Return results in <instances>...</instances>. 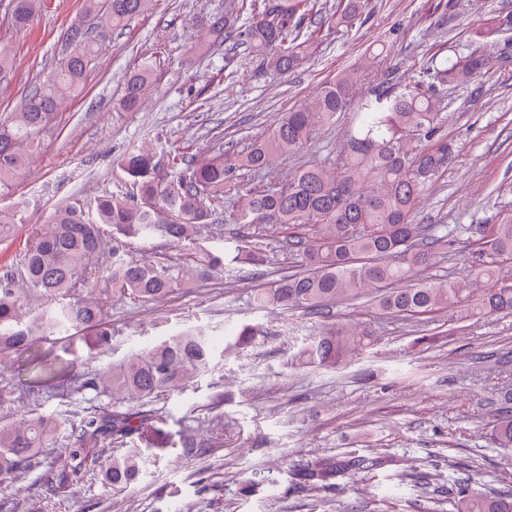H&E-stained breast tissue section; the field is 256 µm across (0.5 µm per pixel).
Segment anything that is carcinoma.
Masks as SVG:
<instances>
[{
  "mask_svg": "<svg viewBox=\"0 0 512 512\" xmlns=\"http://www.w3.org/2000/svg\"><path fill=\"white\" fill-rule=\"evenodd\" d=\"M85 11L102 12L100 36L126 27L133 18L152 10L155 0H84ZM45 0H10L11 18L18 29L28 26ZM234 13L202 18L209 45H243L267 60L280 74L291 72L313 57L320 46L302 23L322 13L319 0H233ZM330 19L350 27L359 15V0H336ZM247 22L241 24V15ZM487 31L512 32V12L489 18ZM72 50L52 77L29 86L22 104L0 114V190L12 186L30 158L42 149L40 133L58 116L62 101L81 90L95 60V40L78 26L67 31ZM383 51L370 49L358 64L324 81L313 99L283 113L272 131L243 150L219 149L194 162L173 157L179 173L162 178L155 149L144 146L123 156L119 168L133 193L98 196L54 209L47 227L27 234L20 259L22 285L11 267L0 266V354L23 353L42 338L67 335L88 349L112 342L105 305L82 296L95 278L111 285L112 297L140 302L159 301L194 282H206L219 272L240 266H264L259 239L224 240V251L196 244L198 233L214 223L224 196L243 193L235 223L248 229L276 224L288 245L296 248L300 271L258 290L259 308L276 306L316 313L328 304L370 295L378 314L386 318L425 317L457 307L468 316L512 312V285L479 287L480 279L494 281L496 269L512 260V214L498 224H486L469 238L478 261L472 277L433 282L419 279L447 254L455 239L446 224H421L417 206L434 180L454 159L453 144L440 131L444 99L440 91L467 86L496 65V56L470 50L452 58L434 54L427 79L405 85L367 87ZM155 71L144 62L124 80L120 104L138 109L155 86ZM348 118L336 158L328 163L299 167L288 178L253 187L240 185L239 176L270 171L277 159L298 152L317 131ZM113 239L168 241L188 252L179 261L163 263L134 258L112 247V262L100 263L105 229ZM263 331L244 324L224 336V353L239 354L255 344ZM371 331L360 327L329 326L303 346L297 360L307 366L334 367L348 355L366 351ZM214 361L208 335L190 327L151 348L129 355L99 377L74 382L73 391L94 392L108 399L97 413L71 430L67 446L70 464L55 475L56 492L77 483L87 459L100 452L98 443L110 439L112 461L107 479L115 489L138 482L144 454L135 445L160 452L180 447L182 454L203 457L212 443L184 430L179 442L158 426L153 399L179 391L207 371ZM35 381L71 378L67 360L34 354ZM493 442L512 447V396L504 397L487 422ZM62 424L36 415L0 426V475L21 473L42 464L41 450L57 440ZM381 465L376 458L352 456L331 462L324 458L299 461L293 475L309 491H322L332 480L353 470ZM448 512H512V491L479 490L460 477Z\"/></svg>",
  "mask_w": 512,
  "mask_h": 512,
  "instance_id": "1",
  "label": "carcinoma"
}]
</instances>
